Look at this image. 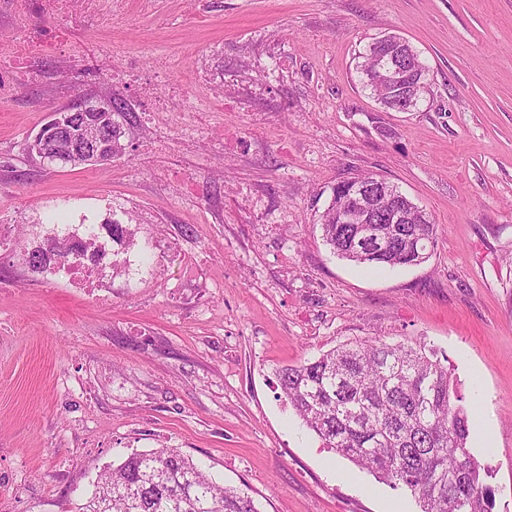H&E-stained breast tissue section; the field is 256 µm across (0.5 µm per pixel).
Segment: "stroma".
I'll use <instances>...</instances> for the list:
<instances>
[{"label": "stroma", "mask_w": 512, "mask_h": 512, "mask_svg": "<svg viewBox=\"0 0 512 512\" xmlns=\"http://www.w3.org/2000/svg\"><path fill=\"white\" fill-rule=\"evenodd\" d=\"M29 23L50 48L0 71V512H76L103 469L166 447L259 512H420L280 395L281 367L375 339L445 358L512 512V0H76ZM387 33L431 69L415 111L357 81ZM145 82L184 95L158 112ZM86 97L124 103L122 155L28 154ZM361 173L432 216L426 262L331 253L318 218ZM54 211L129 225L100 291L30 268Z\"/></svg>", "instance_id": "1"}]
</instances>
